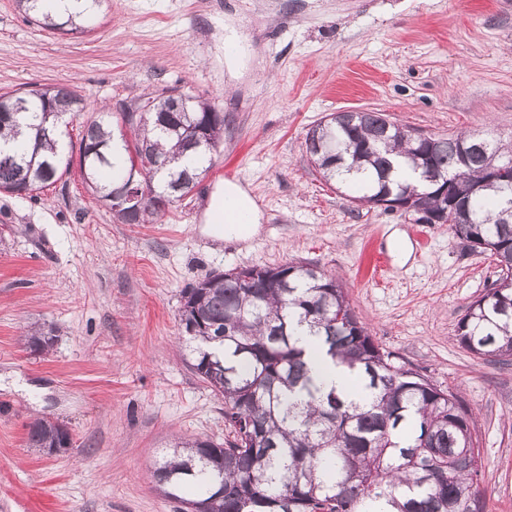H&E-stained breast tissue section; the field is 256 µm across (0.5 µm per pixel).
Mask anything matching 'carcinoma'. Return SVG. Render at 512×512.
Segmentation results:
<instances>
[{"label":"carcinoma","instance_id":"obj_1","mask_svg":"<svg viewBox=\"0 0 512 512\" xmlns=\"http://www.w3.org/2000/svg\"><path fill=\"white\" fill-rule=\"evenodd\" d=\"M78 13L53 14L45 0H16L44 28L77 32L100 0ZM81 98L67 86L0 95V138L20 146L0 152V192L33 195L70 169L73 145L55 105ZM145 118L120 113L135 135L129 142L107 112L82 132L80 168L99 199L112 196L133 159L147 167L157 203L117 215L123 224H153L166 215L173 183L201 176L224 138V113L201 111L192 96L149 97ZM200 130L201 143L192 141ZM305 152L329 181L370 202L419 196L413 214L431 224L445 211L441 183L419 182L416 171L458 177V206L448 230L471 250L496 257L499 277L466 308L460 343L486 360L512 361V182L488 179L486 162L512 164V145L490 134L425 140L378 112H338L308 131ZM469 151L465 163L462 153ZM180 326L191 344L190 367L224 399L230 432L222 443L196 439L173 448L154 478L163 495L203 512H484L481 453L472 414L455 393L394 361L352 308L342 280L309 264L245 266L213 274L182 291ZM306 328L326 353L352 371L371 394L360 404L322 390L295 339ZM55 330L27 335L35 352L48 350ZM33 448L71 441L68 428L45 418L29 426Z\"/></svg>","mask_w":512,"mask_h":512}]
</instances>
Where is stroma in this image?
I'll return each instance as SVG.
<instances>
[{
	"mask_svg": "<svg viewBox=\"0 0 512 512\" xmlns=\"http://www.w3.org/2000/svg\"><path fill=\"white\" fill-rule=\"evenodd\" d=\"M228 24L248 52L233 68ZM62 84L88 106L73 141L94 108L165 90L208 99L224 141L197 190L155 224L119 222L76 162L34 197L0 193V512H182L159 493L157 463L176 441L228 434L223 400L181 344L182 292L290 261L342 277L375 340L458 393L475 422L486 512H512V362L479 358L455 332L496 261L444 224L416 250L411 215L356 203L303 147L311 126L348 110L512 139V0H104L78 35L0 0V95ZM230 171L262 214L244 243L204 224ZM44 323L57 340L31 352L25 334ZM45 417L67 426L66 451L28 446L30 423Z\"/></svg>",
	"mask_w": 512,
	"mask_h": 512,
	"instance_id": "obj_1",
	"label": "stroma"
}]
</instances>
